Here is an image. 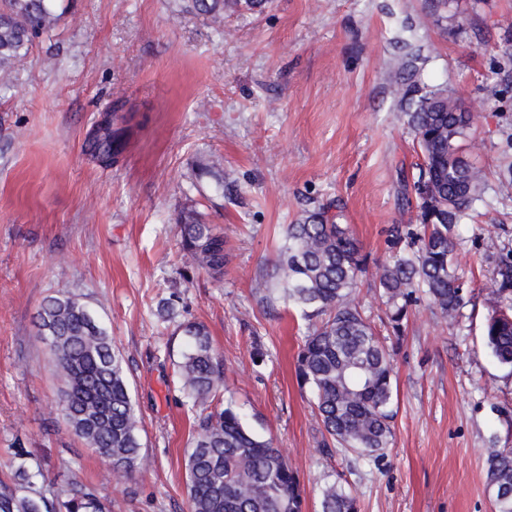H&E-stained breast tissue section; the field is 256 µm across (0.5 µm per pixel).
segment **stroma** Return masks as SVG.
Returning <instances> with one entry per match:
<instances>
[{
  "label": "stroma",
  "instance_id": "1",
  "mask_svg": "<svg viewBox=\"0 0 512 512\" xmlns=\"http://www.w3.org/2000/svg\"><path fill=\"white\" fill-rule=\"evenodd\" d=\"M427 0H270L222 25L182 0H74L32 53L0 75V478L40 463L46 492L94 486L111 512H188L185 460L198 415L182 390L181 323L207 328L224 357V397L288 456L319 512L340 478L359 512H493L487 455L512 448V368L486 346L487 289L512 252V0H452L420 26ZM431 48L423 82L473 113L472 159L486 172L481 214L461 225L469 303L454 324L426 302L402 336L369 279L356 298L395 366L397 414L381 458L322 447L296 377L299 313L261 302L288 224L306 198L332 200L369 265L389 261V230L411 224L400 183L419 158L386 71L404 44ZM126 100L136 125L121 160L99 168L83 143L100 112ZM219 165L231 192L200 168ZM192 215L223 233L217 279L180 247ZM66 294L106 325L142 417L143 459L125 485L62 410L38 311ZM171 303L172 317L159 313Z\"/></svg>",
  "mask_w": 512,
  "mask_h": 512
}]
</instances>
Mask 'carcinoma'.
Here are the masks:
<instances>
[{
    "label": "carcinoma",
    "mask_w": 512,
    "mask_h": 512,
    "mask_svg": "<svg viewBox=\"0 0 512 512\" xmlns=\"http://www.w3.org/2000/svg\"><path fill=\"white\" fill-rule=\"evenodd\" d=\"M63 0H0V71L24 59L61 16ZM190 11L221 22L226 12H258L267 0H188ZM420 54L396 59L388 73L399 119L413 135L423 163L413 183H403L405 206L416 207L419 229L392 230V259L372 273L385 298L387 326L400 335L416 289L432 312L452 324L467 304L457 270L455 228L471 220L483 201L486 176L467 156L473 117L460 97L424 84ZM126 104L115 101L97 121L84 151L102 169L120 162ZM332 202L306 204L286 228L275 271L262 277L261 300L282 301L309 322L296 358V375L309 387L323 427V445L379 457L390 447L395 417L391 355L364 315L355 291L369 273L368 259ZM182 248L198 267L224 275L230 252L224 236L188 217ZM489 294L501 303L486 325L494 357L512 367V253L501 258ZM42 336L53 337L54 372L72 415L75 435L98 453L113 481L131 479L139 461V414L124 359L107 329L84 305L65 294L44 300ZM186 337L179 375L200 410L195 445L186 460L188 512H302L300 481L280 448L252 432L231 402H223L224 359L207 328L183 325ZM494 512H512V450L487 458ZM39 467L22 462L11 481L0 480V512H107L98 492L79 482L49 497L38 487ZM321 512H358L356 498L339 480L321 487Z\"/></svg>",
    "instance_id": "carcinoma-1"
}]
</instances>
